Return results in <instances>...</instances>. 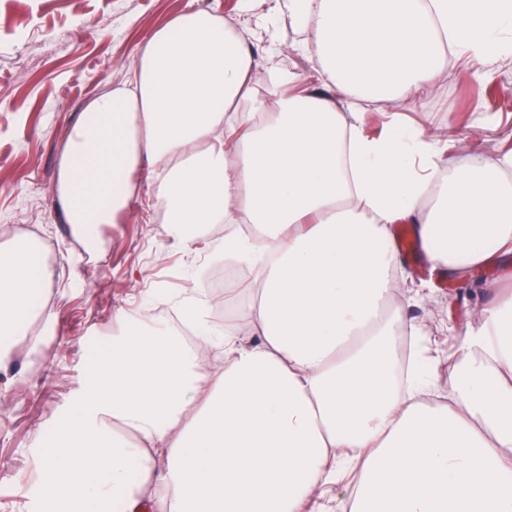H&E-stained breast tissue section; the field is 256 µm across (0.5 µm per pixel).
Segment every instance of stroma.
Instances as JSON below:
<instances>
[{
  "label": "stroma",
  "mask_w": 512,
  "mask_h": 512,
  "mask_svg": "<svg viewBox=\"0 0 512 512\" xmlns=\"http://www.w3.org/2000/svg\"><path fill=\"white\" fill-rule=\"evenodd\" d=\"M204 9L229 19L253 46L255 73L268 69L316 77L314 35L292 22L276 0H0V242L34 231L57 257L48 308L53 326L38 351L15 341L0 369V512H31L43 435L60 417L90 360L88 347L111 343L115 310H134L163 293L181 298L206 292L204 278L221 235L199 250L182 248L166 224L133 204L122 223L100 228L90 246L67 224L56 198L59 155L85 104L105 85L133 72L134 56L173 14ZM496 89L506 105L488 107V86L474 64L449 60L435 88L408 94L394 107L366 101L369 135H381L392 114L435 142L440 168H467L512 151V56L495 64ZM427 261L401 263L393 306L424 334L437 392L448 389L468 320L487 303L482 284L506 274L503 265L463 280L423 274Z\"/></svg>",
  "instance_id": "35a3bbf8"
}]
</instances>
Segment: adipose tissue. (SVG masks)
<instances>
[{
    "instance_id": "adipose-tissue-1",
    "label": "adipose tissue",
    "mask_w": 512,
    "mask_h": 512,
    "mask_svg": "<svg viewBox=\"0 0 512 512\" xmlns=\"http://www.w3.org/2000/svg\"><path fill=\"white\" fill-rule=\"evenodd\" d=\"M285 7L314 26L322 83L351 96L430 91L452 54L490 83L512 56V0ZM299 80L272 72L267 113L249 44L222 16L184 11L72 126L57 187L67 223L97 242L144 196L186 248L223 225L225 257L255 270L253 337L211 326L202 298L180 310L191 348L153 308L116 311L111 351L44 439L35 512H307L350 448L349 512H512V302L478 314L441 401L416 376L400 391L389 341L419 331L386 306L400 286L395 223L455 277L512 255V153L435 184L436 146L419 131L395 117L368 137L320 86L287 93ZM53 278L29 238L0 244V368L11 337L38 345L27 298Z\"/></svg>"
}]
</instances>
